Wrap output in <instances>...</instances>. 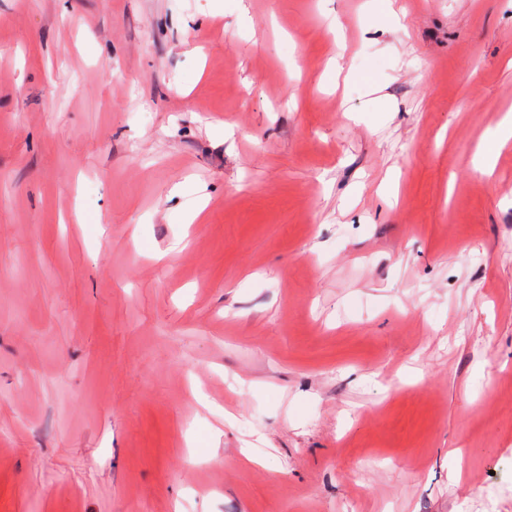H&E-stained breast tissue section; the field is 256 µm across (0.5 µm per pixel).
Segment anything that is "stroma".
Segmentation results:
<instances>
[{
	"mask_svg": "<svg viewBox=\"0 0 512 512\" xmlns=\"http://www.w3.org/2000/svg\"><path fill=\"white\" fill-rule=\"evenodd\" d=\"M510 111L512 0H0V512H512ZM512 139V114H508L497 126L491 137L492 146L485 152H483L485 160L487 162L484 170H491L494 163L495 152L498 148L504 146L508 141Z\"/></svg>",
	"mask_w": 512,
	"mask_h": 512,
	"instance_id": "1",
	"label": "stroma"
}]
</instances>
